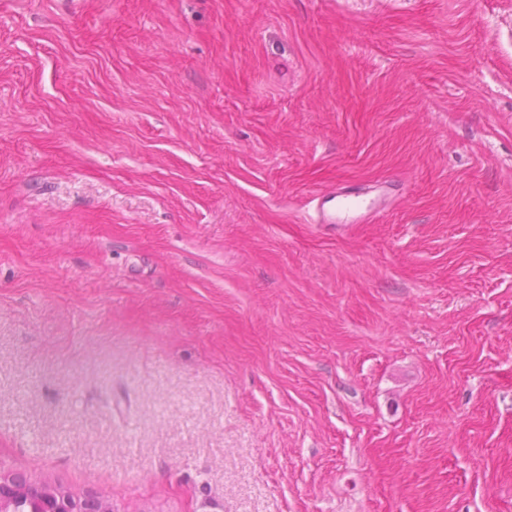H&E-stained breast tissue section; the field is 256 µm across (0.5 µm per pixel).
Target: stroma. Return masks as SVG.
Masks as SVG:
<instances>
[{
	"label": "stroma",
	"instance_id": "stroma-1",
	"mask_svg": "<svg viewBox=\"0 0 512 512\" xmlns=\"http://www.w3.org/2000/svg\"><path fill=\"white\" fill-rule=\"evenodd\" d=\"M0 466L512 512V0H0ZM359 194L351 192L346 186L323 191L313 197L317 212L316 224H360L378 212L375 200L364 206Z\"/></svg>",
	"mask_w": 512,
	"mask_h": 512
}]
</instances>
